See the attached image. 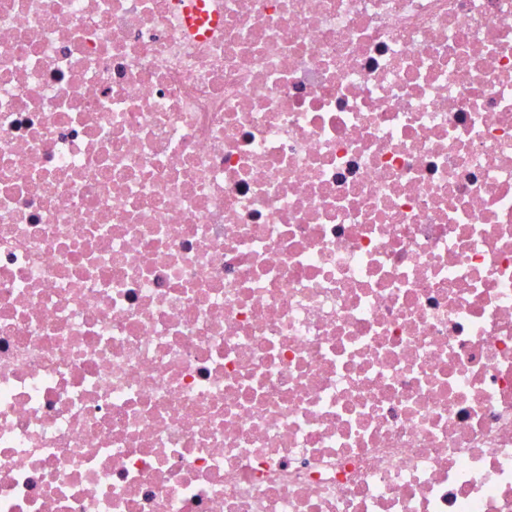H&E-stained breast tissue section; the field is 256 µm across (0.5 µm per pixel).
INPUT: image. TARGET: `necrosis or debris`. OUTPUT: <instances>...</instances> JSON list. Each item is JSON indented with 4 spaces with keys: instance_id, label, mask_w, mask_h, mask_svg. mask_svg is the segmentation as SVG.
<instances>
[{
    "instance_id": "obj_1",
    "label": "necrosis or debris",
    "mask_w": 512,
    "mask_h": 512,
    "mask_svg": "<svg viewBox=\"0 0 512 512\" xmlns=\"http://www.w3.org/2000/svg\"><path fill=\"white\" fill-rule=\"evenodd\" d=\"M0 0V512H512V0ZM178 2L177 6L183 12L186 18V26L191 33L197 34L205 24L210 28L219 24L220 16L218 13L205 10V5L201 3L195 4L188 0Z\"/></svg>"
}]
</instances>
